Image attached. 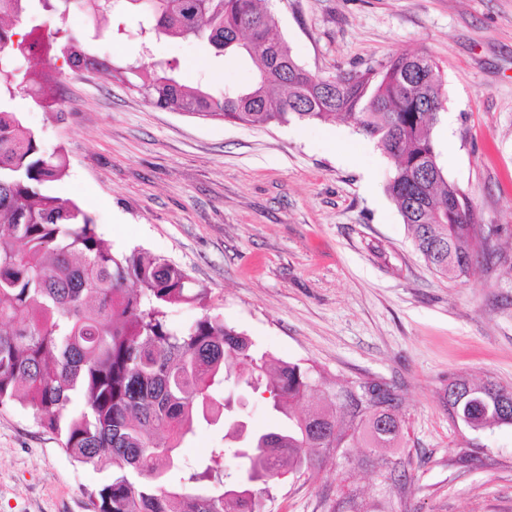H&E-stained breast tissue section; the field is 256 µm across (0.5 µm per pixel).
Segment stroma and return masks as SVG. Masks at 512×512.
<instances>
[{
  "label": "stroma",
  "mask_w": 512,
  "mask_h": 512,
  "mask_svg": "<svg viewBox=\"0 0 512 512\" xmlns=\"http://www.w3.org/2000/svg\"><path fill=\"white\" fill-rule=\"evenodd\" d=\"M276 33L322 75L382 67L423 52L439 65L446 117L433 130L450 182L472 201L481 246L468 276L427 267L386 192L390 159L338 118L246 127L153 107L104 74L63 59L56 103L13 107L45 152L65 149L52 192L82 205L114 253L165 256L208 288L209 313L285 361L328 380L381 378L403 399L409 492L381 490L356 468L352 487L382 512H512V426L471 449L442 400L451 375L512 388V0H272ZM127 38L97 31L82 0L65 24L88 53L120 64L174 59L183 82L211 94L252 74L207 40L143 48L140 15ZM232 394L253 432L280 422L270 400ZM109 476L75 463L30 408L0 404V512H95ZM334 469L273 483L266 512H330Z\"/></svg>",
  "instance_id": "stroma-1"
}]
</instances>
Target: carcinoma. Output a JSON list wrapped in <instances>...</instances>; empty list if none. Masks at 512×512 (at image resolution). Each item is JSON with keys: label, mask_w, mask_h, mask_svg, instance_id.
<instances>
[{"label": "carcinoma", "mask_w": 512, "mask_h": 512, "mask_svg": "<svg viewBox=\"0 0 512 512\" xmlns=\"http://www.w3.org/2000/svg\"><path fill=\"white\" fill-rule=\"evenodd\" d=\"M67 0H0V404L29 406L37 423L55 432L74 461L110 469L98 489L97 512H265L266 485L289 473L347 460L361 461L380 483L405 492L409 477L398 449L403 401L383 380L337 381L304 414L294 405L323 385L314 367L275 360L218 316L178 326L168 310L206 307L209 291L165 257L141 249L117 255L88 211L48 187L67 173L59 149L43 152L10 102L23 93L39 107L55 101L60 53L73 71H106L151 105L244 126L291 121L326 123L338 115L393 162L386 191L416 251L434 273H469L476 252L472 203L449 182L431 132L444 111V83L434 60L402 53L382 70L324 76L303 67L273 34L265 0H141V33L157 38H204L252 71L242 88L220 97L180 82L176 61L146 67L114 65L89 54L61 24ZM26 16L24 33L13 21ZM269 394L288 429L251 436L234 451L242 472L265 474L256 490L239 476L224 481V449L183 471L181 451L200 422L217 424L230 411L213 388L229 379ZM75 395L84 406L71 409ZM480 398L487 413L477 431L512 425V396L487 379L448 377V414ZM331 512H366L357 496L336 497Z\"/></svg>", "instance_id": "obj_1"}]
</instances>
